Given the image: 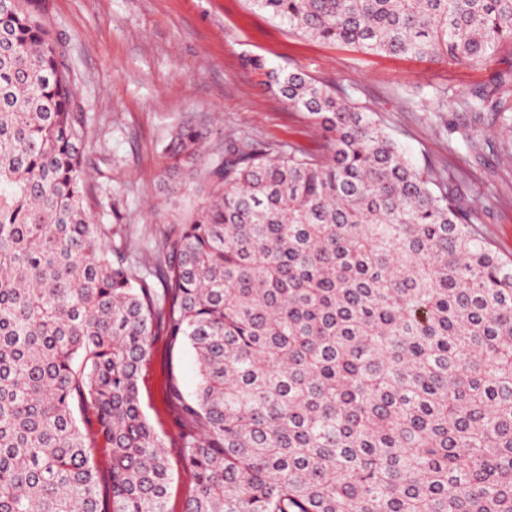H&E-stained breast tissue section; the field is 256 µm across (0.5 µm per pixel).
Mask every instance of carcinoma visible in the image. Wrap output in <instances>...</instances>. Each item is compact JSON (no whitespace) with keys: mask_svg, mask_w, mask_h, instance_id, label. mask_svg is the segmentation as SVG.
I'll return each instance as SVG.
<instances>
[{"mask_svg":"<svg viewBox=\"0 0 512 512\" xmlns=\"http://www.w3.org/2000/svg\"><path fill=\"white\" fill-rule=\"evenodd\" d=\"M249 2L376 55L473 67L512 49V0ZM1 34L0 512H166L138 387L158 328L196 360L194 392L172 386L185 512H512V263L460 169L415 164L336 91L248 57L323 143L227 135L209 153V124L180 125L159 190L199 202L170 223L157 285L85 207V113L41 0H13ZM453 105L475 151L483 113L512 122L485 84Z\"/></svg>","mask_w":512,"mask_h":512,"instance_id":"1","label":"carcinoma"}]
</instances>
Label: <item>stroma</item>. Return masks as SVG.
<instances>
[{
	"instance_id": "35a3bbf8",
	"label": "stroma",
	"mask_w": 512,
	"mask_h": 512,
	"mask_svg": "<svg viewBox=\"0 0 512 512\" xmlns=\"http://www.w3.org/2000/svg\"><path fill=\"white\" fill-rule=\"evenodd\" d=\"M44 9L84 107L87 208L94 223L122 225V237L108 245L123 247L139 273L156 271L166 215L183 218L196 205L188 192L167 213L150 210L163 199L161 151L176 126L202 116L227 135L319 149L302 111L259 85L245 63L252 55L341 90L358 111L380 119L413 162L460 166L461 189L476 201L475 224L500 257L512 259V161L503 158L512 128L485 113L484 141L473 152L461 133L447 130L468 123V114L454 105L438 112L431 103L434 89H447L454 101L478 83L511 102L512 49L472 68L343 50L289 31L248 0H44ZM173 381L183 393L194 389L192 356L160 332L140 371L139 398L167 450V510L183 512L191 486L181 467Z\"/></svg>"
}]
</instances>
